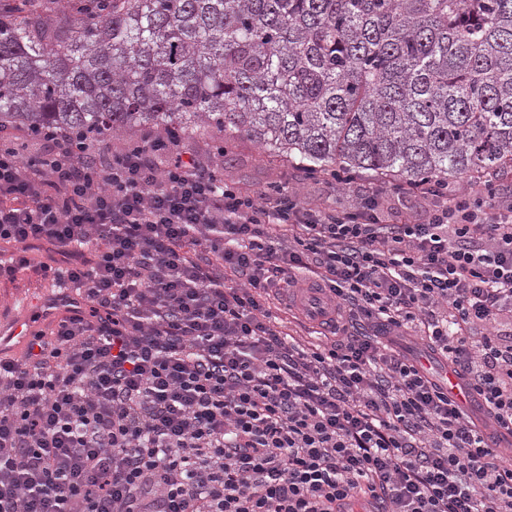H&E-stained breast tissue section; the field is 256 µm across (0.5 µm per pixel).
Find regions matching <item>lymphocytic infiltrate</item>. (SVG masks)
I'll use <instances>...</instances> for the list:
<instances>
[{"label": "lymphocytic infiltrate", "instance_id": "lymphocytic-infiltrate-1", "mask_svg": "<svg viewBox=\"0 0 512 512\" xmlns=\"http://www.w3.org/2000/svg\"><path fill=\"white\" fill-rule=\"evenodd\" d=\"M42 142L26 161L0 145V279L44 242L68 263L36 274L85 302L0 359V512H512L491 444L512 434L511 199L402 186L441 204L382 224L371 198L333 215L243 195L189 152L102 165L66 133ZM282 286L367 330L289 341L269 306Z\"/></svg>", "mask_w": 512, "mask_h": 512}]
</instances>
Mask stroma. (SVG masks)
I'll use <instances>...</instances> for the list:
<instances>
[{
  "mask_svg": "<svg viewBox=\"0 0 512 512\" xmlns=\"http://www.w3.org/2000/svg\"><path fill=\"white\" fill-rule=\"evenodd\" d=\"M229 162L222 164L225 183L239 191L259 195L270 184H285L293 188L302 206L315 211L346 213L354 211L361 198L377 193L378 213L386 224H421L427 212L435 205L434 200L403 198L389 189L380 188L375 179L359 174L346 185H338L322 179L305 178L295 164L264 158L260 146L247 136L235 137L229 144ZM52 281L35 274L32 268L19 271L13 280L0 282V319L36 312L41 297Z\"/></svg>",
  "mask_w": 512,
  "mask_h": 512,
  "instance_id": "1",
  "label": "stroma"
}]
</instances>
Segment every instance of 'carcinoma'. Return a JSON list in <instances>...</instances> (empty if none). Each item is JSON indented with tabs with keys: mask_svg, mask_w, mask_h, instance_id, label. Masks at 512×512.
<instances>
[{
	"mask_svg": "<svg viewBox=\"0 0 512 512\" xmlns=\"http://www.w3.org/2000/svg\"><path fill=\"white\" fill-rule=\"evenodd\" d=\"M244 134L309 178L512 174V0H0V131Z\"/></svg>",
	"mask_w": 512,
	"mask_h": 512,
	"instance_id": "obj_1",
	"label": "carcinoma"
}]
</instances>
